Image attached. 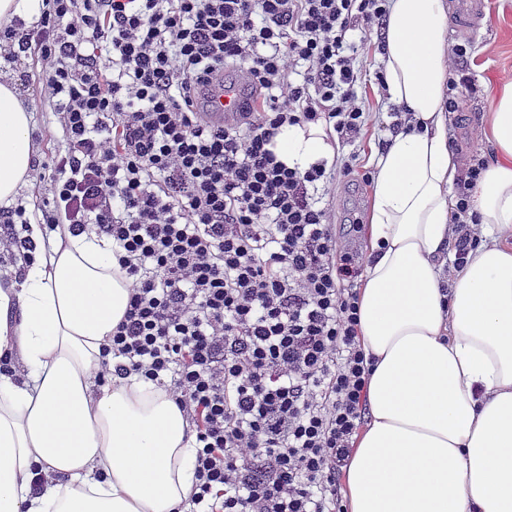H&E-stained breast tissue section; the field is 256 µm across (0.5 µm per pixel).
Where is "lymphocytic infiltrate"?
Wrapping results in <instances>:
<instances>
[{
    "label": "lymphocytic infiltrate",
    "mask_w": 512,
    "mask_h": 512,
    "mask_svg": "<svg viewBox=\"0 0 512 512\" xmlns=\"http://www.w3.org/2000/svg\"><path fill=\"white\" fill-rule=\"evenodd\" d=\"M41 2L28 28L0 29V57L44 62L61 148L37 168L46 198L0 207V259L31 263L33 223L111 239L130 301L96 376L137 375L186 414L191 512H344L373 370L365 260L319 204L334 168L297 171L270 146L318 122L356 141V53L388 0ZM228 65L261 109L205 123L194 100ZM485 169L472 156L458 182V265L480 242L470 190Z\"/></svg>",
    "instance_id": "f902f5d3"
}]
</instances>
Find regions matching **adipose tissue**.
<instances>
[{"instance_id": "adipose-tissue-1", "label": "adipose tissue", "mask_w": 512, "mask_h": 512, "mask_svg": "<svg viewBox=\"0 0 512 512\" xmlns=\"http://www.w3.org/2000/svg\"><path fill=\"white\" fill-rule=\"evenodd\" d=\"M447 0H390L381 56L391 103L420 128L376 163L361 343L375 357L346 468L349 512H512V82L494 87L485 135L498 160L472 191L483 240L446 272L455 238L448 143ZM33 115L0 78V204L33 174ZM273 151L306 169L334 149L322 125ZM34 260L0 285V512H173L194 485L195 436L179 407L129 376L97 386L102 345L129 304L108 238L33 228Z\"/></svg>"}]
</instances>
